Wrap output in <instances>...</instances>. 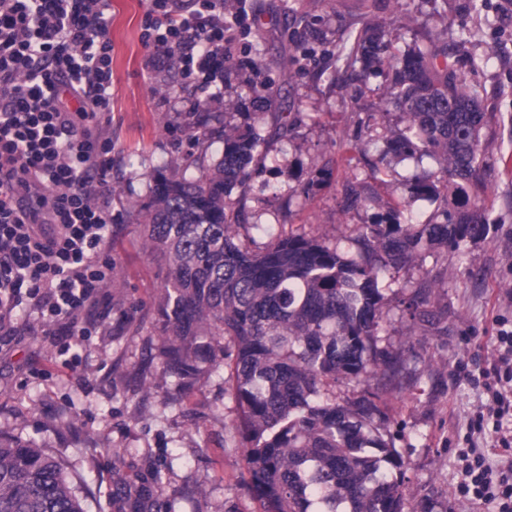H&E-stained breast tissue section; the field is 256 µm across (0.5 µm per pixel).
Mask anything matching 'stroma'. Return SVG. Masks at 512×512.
<instances>
[{
  "instance_id": "stroma-1",
  "label": "stroma",
  "mask_w": 512,
  "mask_h": 512,
  "mask_svg": "<svg viewBox=\"0 0 512 512\" xmlns=\"http://www.w3.org/2000/svg\"><path fill=\"white\" fill-rule=\"evenodd\" d=\"M465 0H251L252 33L228 46L224 101L196 108L177 61L151 66L140 38L147 0H110L112 39V195L115 233L109 246L112 282L81 361L52 360L41 327L0 340V431L42 440L61 457L87 512H117L115 478L135 485L161 471L158 512H260L247 483L238 413L224 395L228 368L199 377L192 395L171 404L169 379L148 365L145 337L113 335L129 321L152 329L163 273L146 254L137 213L157 174L172 175L193 159L216 161L223 127L252 128L261 145L246 194L247 221L267 236L299 230L347 247L363 224H389L398 203L410 202L420 222L436 202L414 197L440 160L388 157L372 200L346 207L342 185L363 176L380 145L367 123L397 135L402 114L390 98L392 73L358 80L338 68L343 31L379 23L390 53H414L448 42ZM474 44L454 47L457 59L475 45L495 43L490 65L476 75L498 123L482 138L489 165L481 169L490 224L469 242L463 260L436 245L380 280L384 295L380 347L400 363L372 386L386 413L387 431L404 460L403 495L412 512H497L492 503L464 500L458 450L470 414L487 400L477 379L494 355L497 318L512 321V0H488L487 11L466 16ZM270 83L266 99L249 91L252 64ZM335 70V79L318 74ZM291 130L277 134L280 113ZM198 127L201 136L188 135ZM363 142L355 150L354 142ZM435 288L427 322L409 306L416 282Z\"/></svg>"
}]
</instances>
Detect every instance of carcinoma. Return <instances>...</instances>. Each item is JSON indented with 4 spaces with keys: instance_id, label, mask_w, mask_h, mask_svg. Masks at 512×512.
I'll use <instances>...</instances> for the list:
<instances>
[{
    "instance_id": "carcinoma-1",
    "label": "carcinoma",
    "mask_w": 512,
    "mask_h": 512,
    "mask_svg": "<svg viewBox=\"0 0 512 512\" xmlns=\"http://www.w3.org/2000/svg\"><path fill=\"white\" fill-rule=\"evenodd\" d=\"M384 29L366 28L336 60L348 69L385 66L406 125L384 142L369 176L390 154L436 155L444 163L416 193L436 197L437 221L419 222L410 204L393 211L389 229L365 224L350 251L304 232L271 237L257 250L240 240L244 197L226 203L252 177L259 138L224 129V152L199 157L197 174L153 177L139 211L144 245L165 268L157 345L170 398L187 397L205 366L230 368L226 391L240 411L249 490L262 512H405L403 459L385 438V417L371 380L394 367L378 348L383 294L379 279L411 260L425 242L452 246L457 260L482 237L488 219L478 193L486 166L481 136L496 120L485 86L469 82L448 47L401 57L384 55ZM362 387L338 401L332 384ZM398 471H383V465ZM160 474L149 486L127 485L117 497L130 512H153ZM0 512H84L63 462L46 445L0 433Z\"/></svg>"
}]
</instances>
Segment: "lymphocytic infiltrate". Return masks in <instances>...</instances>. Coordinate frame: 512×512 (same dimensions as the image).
<instances>
[{"mask_svg":"<svg viewBox=\"0 0 512 512\" xmlns=\"http://www.w3.org/2000/svg\"><path fill=\"white\" fill-rule=\"evenodd\" d=\"M108 0H0V335L21 315L61 326L84 349L112 280V40ZM250 11L224 16V0H149L141 40L171 57L209 100L224 95L225 43L247 33ZM37 199L38 211L28 202ZM484 373L490 398L474 433L493 430L505 465L477 443L462 457L458 491L512 512V330H499Z\"/></svg>","mask_w":512,"mask_h":512,"instance_id":"obj_1","label":"lymphocytic infiltrate"}]
</instances>
